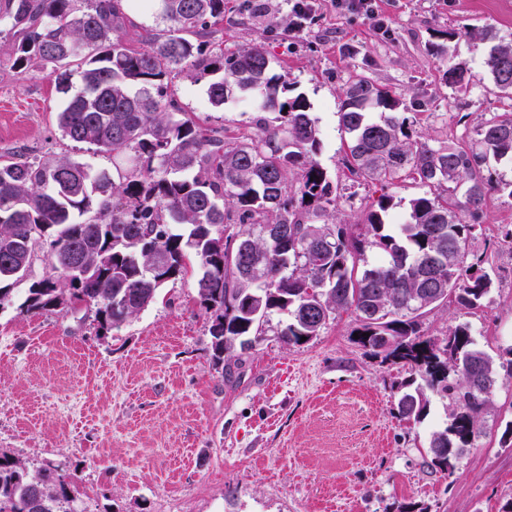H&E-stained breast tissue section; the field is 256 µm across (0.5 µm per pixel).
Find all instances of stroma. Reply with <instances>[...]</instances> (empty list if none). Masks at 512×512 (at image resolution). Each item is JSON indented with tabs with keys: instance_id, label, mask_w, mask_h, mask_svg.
Segmentation results:
<instances>
[{
	"instance_id": "stroma-1",
	"label": "stroma",
	"mask_w": 512,
	"mask_h": 512,
	"mask_svg": "<svg viewBox=\"0 0 512 512\" xmlns=\"http://www.w3.org/2000/svg\"><path fill=\"white\" fill-rule=\"evenodd\" d=\"M390 32L362 16L337 13L315 0L302 31L270 33L268 14L246 13L224 0L213 41L225 51L256 45L275 59L311 105L321 131L318 160L338 183L336 212L360 224L382 194L377 182L354 181L342 164L337 110L358 75L401 94L414 129L432 146L460 139L458 113L478 125L512 100L485 83L448 88L447 63L478 73L489 41L448 43L447 59L431 55L436 31L487 28L512 41V0H377ZM12 40L0 34V158L66 156L111 169L112 156L62 138L49 68L11 69ZM181 106L211 125L246 130L252 99L210 106L205 81L186 75L171 85ZM473 242L487 250L497 278L480 308L439 307L423 318L426 335L469 323L477 348L490 356L512 345V196L491 194ZM35 262L0 309V454L31 468L51 463L72 477L75 512H504L512 502V447L500 440L512 420V380H499L483 416V435L455 462L453 474L432 466L429 438L448 423L449 401L431 395L427 417L406 424L394 415V388L408 367L364 353L344 313L319 336L285 344L287 315H271L253 348L234 350L232 375L213 364L207 315L196 278L166 284L156 301L122 327L100 332L93 310L27 315L17 310Z\"/></svg>"
}]
</instances>
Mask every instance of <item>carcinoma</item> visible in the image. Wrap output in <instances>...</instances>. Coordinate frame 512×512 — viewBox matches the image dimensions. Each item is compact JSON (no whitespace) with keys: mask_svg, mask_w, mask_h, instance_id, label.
<instances>
[{"mask_svg":"<svg viewBox=\"0 0 512 512\" xmlns=\"http://www.w3.org/2000/svg\"><path fill=\"white\" fill-rule=\"evenodd\" d=\"M130 8L163 24L144 29L136 46ZM130 8L122 0H0L15 37L12 68L51 65L65 95L56 110L62 137L112 154L110 173L66 156L0 163V308L12 302L3 283L24 277L39 248L50 274L30 284L19 313L84 305L103 333L149 307L195 258L217 367L236 340L251 346L273 312L288 314L280 336L296 345L350 310L356 344L421 379L397 386V418L422 421L429 391L451 401L429 452L433 466L452 473L483 432L499 379H512V346L495 360L475 346L469 324L427 338L420 318L449 304L476 309L493 285L489 256L469 244L490 193L512 196V181L492 165L512 158V111L435 148L414 136L400 97L367 76L351 79L338 110L346 169L365 182L411 180L429 192L409 200L396 226L387 222L388 193L365 224H338L341 194L317 160L320 130L305 97L288 96L263 48L226 54L206 40L224 21V0H131ZM477 34L492 41L490 82L512 97V41L468 28L440 38ZM184 72L213 76L206 94L215 109L234 93L259 97L250 130L231 133L185 111L170 92ZM445 75L460 90L476 78L458 64ZM370 249L379 255L373 263ZM75 490L49 465L32 469L0 454V512H71Z\"/></svg>","mask_w":512,"mask_h":512,"instance_id":"cac0c4a2","label":"carcinoma"}]
</instances>
